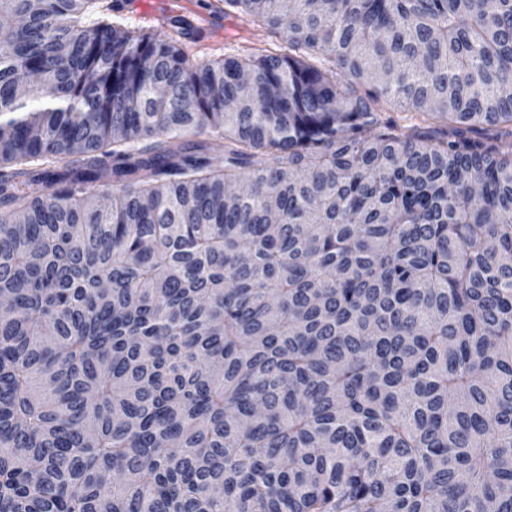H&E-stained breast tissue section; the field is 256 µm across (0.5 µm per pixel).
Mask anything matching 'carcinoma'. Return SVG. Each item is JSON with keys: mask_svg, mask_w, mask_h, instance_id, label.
<instances>
[{"mask_svg": "<svg viewBox=\"0 0 512 512\" xmlns=\"http://www.w3.org/2000/svg\"><path fill=\"white\" fill-rule=\"evenodd\" d=\"M225 5L0 0V512H512V0ZM121 0L120 10L112 13L117 15L125 25L154 28L158 20L162 18H181L190 21L195 27L196 42L191 44L192 52L211 59H221L228 55H235L245 47L258 42V39L267 43L268 47H275L280 44L278 37L271 36L264 29L253 28L245 19L246 16L236 9H227V14L213 15L210 3L215 0H182L187 1L182 5H172L179 8L181 13L172 17L161 16L159 19L156 12L150 14L151 23H146L140 18L142 10L162 11L167 1L172 0ZM124 7H123V5ZM259 43V42H258Z\"/></svg>", "mask_w": 512, "mask_h": 512, "instance_id": "1", "label": "carcinoma"}]
</instances>
